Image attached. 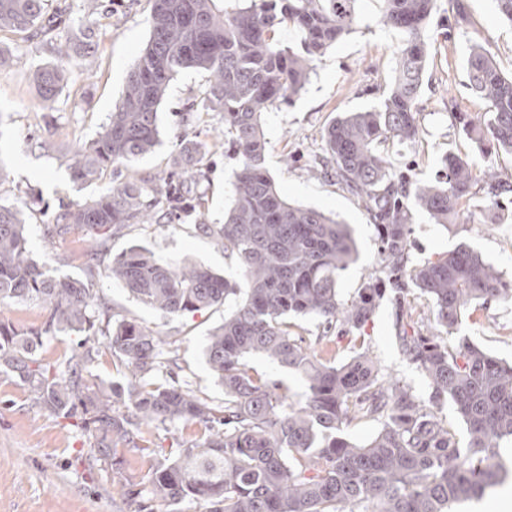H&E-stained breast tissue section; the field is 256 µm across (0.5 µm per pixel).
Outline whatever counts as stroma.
Wrapping results in <instances>:
<instances>
[{"label": "stroma", "instance_id": "stroma-1", "mask_svg": "<svg viewBox=\"0 0 512 512\" xmlns=\"http://www.w3.org/2000/svg\"><path fill=\"white\" fill-rule=\"evenodd\" d=\"M460 1L468 15L463 25L454 21ZM108 7L98 27L96 63L89 70L79 57L61 60L52 43L0 32L1 46L22 48L20 58L0 71V202L25 212L30 255L36 263L59 277L90 280L114 319L134 320L161 331L176 359L178 380L220 406L224 389L207 365L203 349L209 333L235 308V300L165 317L132 299L107 277L105 267L134 244L151 250L160 260L188 261L227 276L238 270L235 259L199 233L190 220L135 226L107 239L88 228L76 229L62 240L51 241L43 234L59 204L98 196L114 180L108 170L94 182H73L68 161L74 143L95 139L107 123L128 70L149 39L148 0H110ZM381 7V0H361L359 27L315 61L308 83L292 103L263 116L266 166L280 194L291 204L316 208L352 229L357 258L338 281L339 297L345 302L379 267L376 229L361 200L310 170L309 164L323 152L326 125L342 113L379 105L394 76L401 36L380 24ZM425 38L431 59L418 100L420 140L413 146L391 147L389 161L394 169H409L414 180L428 182L439 177L442 157L455 152L467 156L475 174H482L487 166L484 153L455 126L451 113L478 114L486 109L469 87L466 58L473 45H481L502 72H512V23L498 13L495 0H437ZM60 62L67 69L68 83L52 108H41L34 73L40 66ZM207 80L205 73L189 70L172 82L160 108V143L136 163L135 170L146 178L163 175L181 140L208 144L201 187L207 195L208 223L220 224L231 205L236 166L223 148L210 146L214 130L223 126L222 116L212 112L187 126L174 122L175 112L197 102ZM48 137L54 146L46 151L41 143ZM410 228L412 264L436 258L464 242L501 271L505 280H512L511 203L493 208L480 193L468 202L454 226L434 224L416 210ZM95 248L101 254L93 264L89 254ZM395 322L393 302L383 301L364 327L365 344L388 373L408 385L421 402H428V382L401 355ZM461 338L511 360L512 302L473 304L449 341L454 344ZM198 435L197 427L184 424L145 427L136 445L117 446L114 458L124 460V476L138 484L152 458L174 457ZM147 447L155 449V457L144 455ZM112 460L93 447L80 417L52 414L16 378L0 374V512H136L137 503L120 492L113 478Z\"/></svg>", "mask_w": 512, "mask_h": 512}]
</instances>
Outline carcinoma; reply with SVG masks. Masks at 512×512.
Masks as SVG:
<instances>
[{"label":"carcinoma","instance_id":"1","mask_svg":"<svg viewBox=\"0 0 512 512\" xmlns=\"http://www.w3.org/2000/svg\"><path fill=\"white\" fill-rule=\"evenodd\" d=\"M45 0H0V31L44 35L63 22H43ZM359 0H246L218 14L215 0H149V40L128 71L121 97L96 139L77 146L69 169L75 182L92 181L108 168L129 167L159 145V109L171 82L185 70L207 73L208 85L194 113L220 112L224 143L236 160L233 200L222 224L198 229L236 259L239 273L226 277L207 267L157 259L134 245L112 260L107 276L139 303L178 315L237 300L209 335L206 363L224 387L218 409L176 379L152 376L170 366L165 340L140 323L121 320L106 335L107 347L130 374L106 387L92 375L93 346L55 372L34 358L42 337L60 332L96 335L92 289L78 278L52 277L30 257L23 212L0 204V306L38 301L48 316L39 328L19 333L0 320V371L27 385L55 414L82 415L84 430L104 457L136 443L143 424H192L203 433L177 458L148 472V487L125 483L126 496L152 503L185 500L207 512H448L451 504L481 498L512 478V362L468 343L450 345L462 313L474 302L512 300V282L477 252L461 245L435 260L409 265L408 200L431 222L448 227L479 191L493 203L512 194V179L492 165L512 155V74L474 45L466 59L471 89L486 103L473 116L454 112L491 164L477 177L455 153L442 158L443 176L420 183L391 168L389 147L420 138L417 101L429 49L424 33L436 0H382L379 22L398 31L393 80L376 108L347 112L324 133V156L314 169L360 198L380 241V269L344 303L337 283L353 262L351 231L324 212L293 206L278 193L266 169L262 116L291 102L304 89L313 63L360 24ZM99 0H86L87 26L73 52L87 59L96 37ZM300 35L285 46L283 30ZM40 102L48 105L67 83L66 70L46 64L35 74ZM203 145L186 141L168 173L152 185L130 172L104 194L62 205L47 239H63L78 227L118 232L133 224L172 221L189 208L204 213ZM415 286L433 304L434 332L409 330L413 310L396 298V339L405 359L431 388L430 401L450 400L463 423L457 432L426 411L411 391L390 379L364 348L361 331L387 290ZM314 317L324 329L350 335L353 355L339 365L302 345L291 320ZM261 354L298 373L306 400L288 402V389L251 372L247 358ZM380 423L366 444L341 435L342 425Z\"/></svg>","mask_w":512,"mask_h":512}]
</instances>
